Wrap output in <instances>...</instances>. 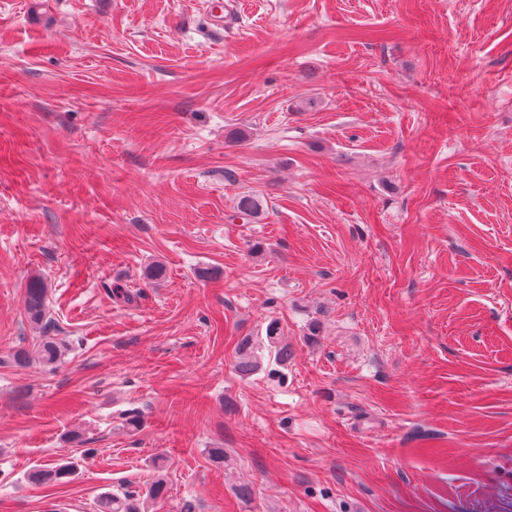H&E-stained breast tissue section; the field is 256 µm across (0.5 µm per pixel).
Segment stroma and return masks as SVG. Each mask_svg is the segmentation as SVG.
<instances>
[{"label": "stroma", "instance_id": "35a3bbf8", "mask_svg": "<svg viewBox=\"0 0 512 512\" xmlns=\"http://www.w3.org/2000/svg\"><path fill=\"white\" fill-rule=\"evenodd\" d=\"M159 478L145 512L512 507V0H0V512ZM25 311L30 322L47 329V288L40 280H33L29 284L25 296ZM279 328L275 321L270 322L266 327V341L267 344L260 341L268 352L269 361H272L281 367L288 365V360L291 359L293 352L288 348V344H283L281 336H279ZM252 340L244 338L238 348V358L235 361V371L242 377H249L261 367L262 355L258 353ZM74 471L73 462L45 464L28 470L24 474V480L36 486H55L67 483Z\"/></svg>", "mask_w": 512, "mask_h": 512}]
</instances>
